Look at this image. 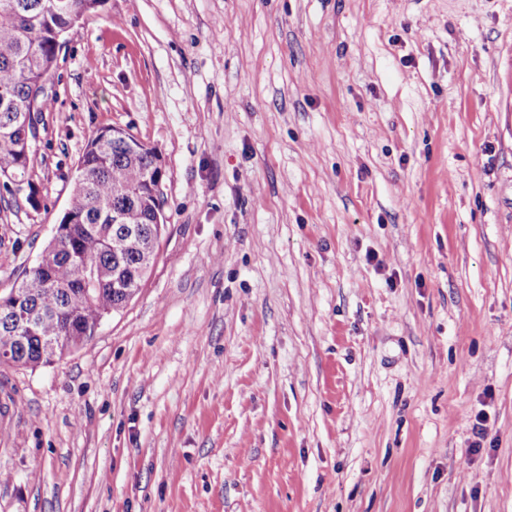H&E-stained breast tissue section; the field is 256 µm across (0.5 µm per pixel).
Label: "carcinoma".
<instances>
[{
  "mask_svg": "<svg viewBox=\"0 0 512 512\" xmlns=\"http://www.w3.org/2000/svg\"><path fill=\"white\" fill-rule=\"evenodd\" d=\"M103 0H0V188L27 178L25 103L45 111L44 84L54 75L62 38ZM59 222L65 250L21 300L0 295L2 364L38 366L88 341L101 319L135 295L150 269L159 229L153 187L164 178L159 157L137 138L98 130L80 159ZM103 271L78 283L76 258ZM56 349L41 350V339Z\"/></svg>",
  "mask_w": 512,
  "mask_h": 512,
  "instance_id": "cac0c4a2",
  "label": "carcinoma"
}]
</instances>
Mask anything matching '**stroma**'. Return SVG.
<instances>
[{
	"label": "stroma",
	"instance_id": "stroma-1",
	"mask_svg": "<svg viewBox=\"0 0 512 512\" xmlns=\"http://www.w3.org/2000/svg\"><path fill=\"white\" fill-rule=\"evenodd\" d=\"M48 94L0 293L96 130L159 155L165 229L0 366V512H512V0H105Z\"/></svg>",
	"mask_w": 512,
	"mask_h": 512
}]
</instances>
